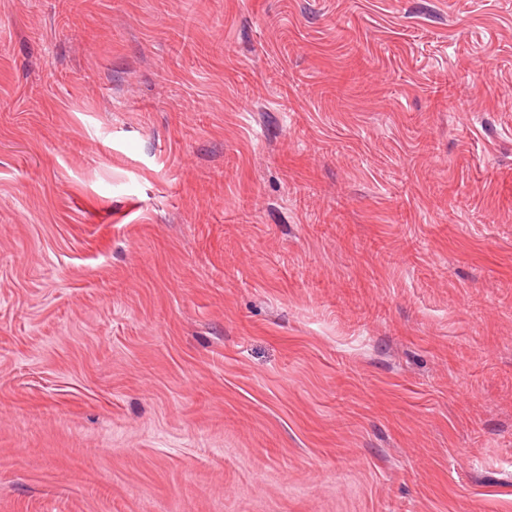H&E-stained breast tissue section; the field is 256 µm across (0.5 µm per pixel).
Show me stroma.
Returning a JSON list of instances; mask_svg holds the SVG:
<instances>
[{"instance_id":"1","label":"stroma","mask_w":512,"mask_h":512,"mask_svg":"<svg viewBox=\"0 0 512 512\" xmlns=\"http://www.w3.org/2000/svg\"><path fill=\"white\" fill-rule=\"evenodd\" d=\"M0 0V512H512V0Z\"/></svg>"}]
</instances>
